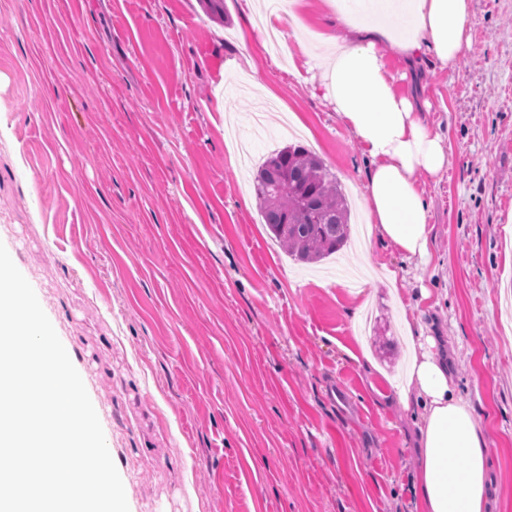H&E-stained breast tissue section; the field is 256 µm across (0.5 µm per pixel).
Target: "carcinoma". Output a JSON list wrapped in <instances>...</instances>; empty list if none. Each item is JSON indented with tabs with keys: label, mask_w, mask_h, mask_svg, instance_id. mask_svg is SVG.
<instances>
[{
	"label": "carcinoma",
	"mask_w": 512,
	"mask_h": 512,
	"mask_svg": "<svg viewBox=\"0 0 512 512\" xmlns=\"http://www.w3.org/2000/svg\"><path fill=\"white\" fill-rule=\"evenodd\" d=\"M255 192L264 223L298 261L317 262L347 242L349 213L341 185L306 148L288 146L265 161Z\"/></svg>",
	"instance_id": "carcinoma-1"
}]
</instances>
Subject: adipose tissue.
Instances as JSON below:
<instances>
[{
  "label": "adipose tissue",
  "mask_w": 512,
  "mask_h": 512,
  "mask_svg": "<svg viewBox=\"0 0 512 512\" xmlns=\"http://www.w3.org/2000/svg\"><path fill=\"white\" fill-rule=\"evenodd\" d=\"M333 9L347 34H326L333 50L321 65V86L370 163L361 188L368 233L406 257H426L430 202L422 185L441 178L450 157L427 119L428 102L395 91L379 47L391 44L413 62L433 56L456 73L471 43L470 0H333ZM402 319L410 364L400 401L419 415L414 508L487 512L488 436L473 406L459 397L448 367L426 350L414 312L403 311ZM452 458L459 467L449 468Z\"/></svg>",
  "instance_id": "1"
}]
</instances>
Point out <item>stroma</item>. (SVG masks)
Segmentation results:
<instances>
[{
    "label": "stroma",
    "instance_id": "1",
    "mask_svg": "<svg viewBox=\"0 0 512 512\" xmlns=\"http://www.w3.org/2000/svg\"><path fill=\"white\" fill-rule=\"evenodd\" d=\"M296 12L300 36L277 25L284 69L245 0L220 18L203 0H0V243L84 378L130 512H412L391 270L491 439L495 512H512V0H471L456 79L429 55L406 76L381 48L451 159L425 186V263L363 250L357 206L352 244L307 265L243 205L249 157L291 144L352 195L370 168L308 64L330 4Z\"/></svg>",
    "mask_w": 512,
    "mask_h": 512
}]
</instances>
